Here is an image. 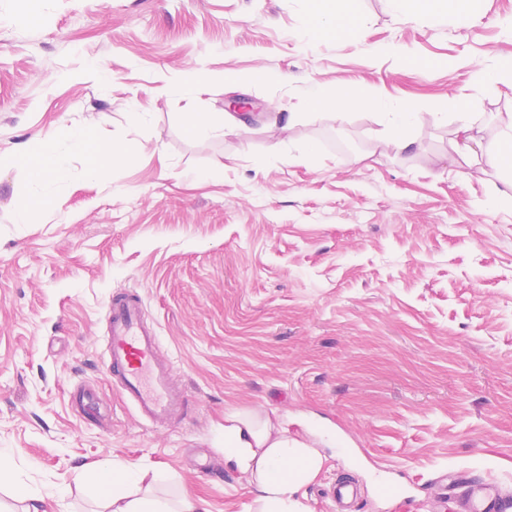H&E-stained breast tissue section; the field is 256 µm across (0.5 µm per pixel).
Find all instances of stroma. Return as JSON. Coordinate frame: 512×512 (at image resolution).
Here are the masks:
<instances>
[{
  "mask_svg": "<svg viewBox=\"0 0 512 512\" xmlns=\"http://www.w3.org/2000/svg\"><path fill=\"white\" fill-rule=\"evenodd\" d=\"M435 8L431 23L389 0H0L1 504L20 512L24 489L46 512H103L76 474L121 464L155 470L156 497L249 512L256 492L224 460L230 411L323 438L309 512H336L342 476L358 512H399L386 483L410 512H443L451 470L512 498V206L486 204L494 169L449 164L447 118L512 106V87L474 79L512 56V0ZM316 83L438 118L398 153L375 142V109L314 103ZM235 95L252 108L226 127ZM188 112L209 118L206 142ZM70 126L88 139L54 171L55 205L15 223L25 150ZM99 142L128 156L89 179ZM121 291L175 362L179 423L143 422L101 366ZM80 387L96 419L72 406Z\"/></svg>",
  "mask_w": 512,
  "mask_h": 512,
  "instance_id": "stroma-1",
  "label": "stroma"
}]
</instances>
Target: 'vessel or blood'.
Masks as SVG:
<instances>
[{
    "mask_svg": "<svg viewBox=\"0 0 512 512\" xmlns=\"http://www.w3.org/2000/svg\"><path fill=\"white\" fill-rule=\"evenodd\" d=\"M108 322L102 366L115 388L138 416L154 426H168L186 411L185 387L171 358L160 353L156 326L148 322L141 297L132 291L112 294L106 303ZM339 512H353L358 492L347 481L333 485ZM444 500L458 512H512V501L491 481H473L450 473L442 485Z\"/></svg>",
    "mask_w": 512,
    "mask_h": 512,
    "instance_id": "obj_1",
    "label": "vessel or blood"
}]
</instances>
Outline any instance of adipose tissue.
Returning a JSON list of instances; mask_svg holds the SVG:
<instances>
[{
  "mask_svg": "<svg viewBox=\"0 0 512 512\" xmlns=\"http://www.w3.org/2000/svg\"><path fill=\"white\" fill-rule=\"evenodd\" d=\"M336 99L352 105L369 102L383 109L388 132L381 141L399 151L413 145L411 131L424 119L423 113L414 108L369 99L354 86L339 90ZM452 123L448 150L451 165L478 169L486 163L506 172L504 185L494 188L493 198L512 201V109L492 113L488 118L464 110L453 113ZM85 141V132L71 129L50 145L31 149L30 170L37 189L33 198L17 203L18 223L26 222L33 206L49 208L55 204L60 189L48 173L64 165L73 149ZM224 458L255 489V512H305L298 495L324 465L314 442L289 436L283 422L261 413L244 415L235 411L224 416ZM155 480V472L142 468L116 466L111 474L99 475L104 512H205L197 499L184 497L172 506L151 497L149 490Z\"/></svg>",
  "mask_w": 512,
  "mask_h": 512,
  "instance_id": "adipose-tissue-1",
  "label": "adipose tissue"
}]
</instances>
